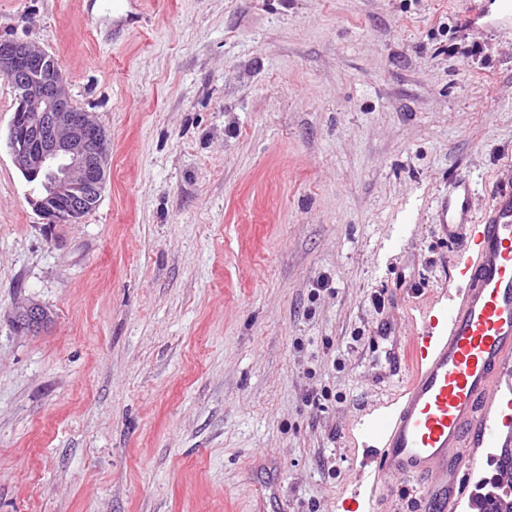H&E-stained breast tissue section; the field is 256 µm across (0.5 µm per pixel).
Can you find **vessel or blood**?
Returning a JSON list of instances; mask_svg holds the SVG:
<instances>
[{"label": "vessel or blood", "instance_id": "vessel-or-blood-1", "mask_svg": "<svg viewBox=\"0 0 512 512\" xmlns=\"http://www.w3.org/2000/svg\"><path fill=\"white\" fill-rule=\"evenodd\" d=\"M474 189L456 178L440 202V226L459 249H474L460 300L448 309V334L423 364L411 365L420 337L402 341L395 325L381 379L404 386L388 421L378 469L417 481L413 512H457L478 449L512 448V183L498 185L481 217Z\"/></svg>", "mask_w": 512, "mask_h": 512}]
</instances>
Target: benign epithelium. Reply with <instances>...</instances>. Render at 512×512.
<instances>
[{"label":"benign epithelium","instance_id":"benign-epithelium-1","mask_svg":"<svg viewBox=\"0 0 512 512\" xmlns=\"http://www.w3.org/2000/svg\"><path fill=\"white\" fill-rule=\"evenodd\" d=\"M0 76L15 91L16 112L8 144L14 163L28 179L38 181L31 202L50 224H76L94 209L104 189L111 155V140L93 113L78 109L67 89L57 61L40 45L23 40H0ZM49 320L38 303L22 305L17 326L28 332ZM512 485L498 482L477 493L470 509L481 512L484 498Z\"/></svg>","mask_w":512,"mask_h":512}]
</instances>
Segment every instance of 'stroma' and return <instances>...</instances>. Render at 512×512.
Returning a JSON list of instances; mask_svg holds the SVG:
<instances>
[{"mask_svg": "<svg viewBox=\"0 0 512 512\" xmlns=\"http://www.w3.org/2000/svg\"><path fill=\"white\" fill-rule=\"evenodd\" d=\"M0 0L112 139L48 224L0 144V512H411L375 458L400 386L372 338L448 333L512 167V0ZM21 302L45 306L19 329ZM48 320V312L38 303L31 302L24 304L17 311V326L28 332H36L41 329Z\"/></svg>", "mask_w": 512, "mask_h": 512, "instance_id": "stroma-1", "label": "stroma"}]
</instances>
